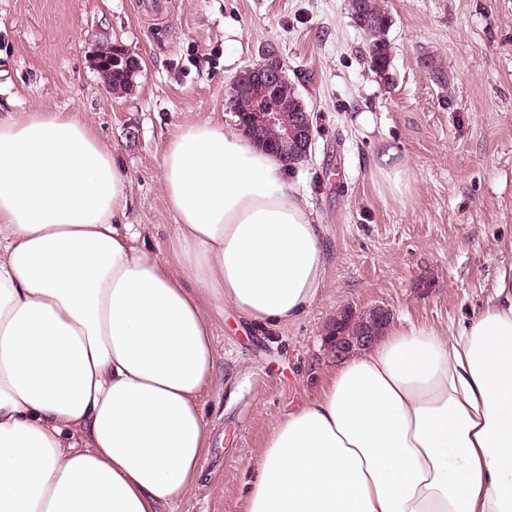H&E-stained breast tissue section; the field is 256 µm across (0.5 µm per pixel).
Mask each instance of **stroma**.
I'll list each match as a JSON object with an SVG mask.
<instances>
[{"mask_svg":"<svg viewBox=\"0 0 512 512\" xmlns=\"http://www.w3.org/2000/svg\"><path fill=\"white\" fill-rule=\"evenodd\" d=\"M391 81L364 61L346 0H0V114L55 112L89 125L129 178L124 223L165 252L175 233L161 159L183 123L228 108L235 76L276 51L313 119L314 144L292 172L322 226L327 273L288 326L213 310L218 370L204 393L209 452L166 512H243L274 421L310 398L335 360L323 338L337 312L381 305L393 319L458 324L512 268V0H388ZM117 44L142 70L106 91L98 47ZM434 57L447 75L430 78ZM406 155L407 205L382 200L381 142Z\"/></svg>","mask_w":512,"mask_h":512,"instance_id":"obj_1","label":"stroma"}]
</instances>
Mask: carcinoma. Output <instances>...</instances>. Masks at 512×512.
Returning <instances> with one entry per match:
<instances>
[{"label": "carcinoma", "mask_w": 512, "mask_h": 512, "mask_svg": "<svg viewBox=\"0 0 512 512\" xmlns=\"http://www.w3.org/2000/svg\"><path fill=\"white\" fill-rule=\"evenodd\" d=\"M348 14L362 30L365 40V57L371 71L375 74L392 69V47L388 33L392 26V18L386 0H347ZM127 60L117 57L100 75L103 84L112 85L115 94L121 93L126 78ZM272 103L285 113V120L292 122L301 101L296 89L289 81H282L273 97ZM257 98L247 87L242 88L230 102V109L236 117L248 115L256 110ZM376 327V321L363 312L348 314L338 312L334 323L337 333L346 337L360 336Z\"/></svg>", "instance_id": "cac0c4a2"}]
</instances>
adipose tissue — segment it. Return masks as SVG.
<instances>
[{
  "mask_svg": "<svg viewBox=\"0 0 512 512\" xmlns=\"http://www.w3.org/2000/svg\"><path fill=\"white\" fill-rule=\"evenodd\" d=\"M289 166L209 118L161 163L170 256L117 223L85 123L0 116V512H159L200 476L218 364L205 303L285 326L326 275ZM380 197L412 193L383 145ZM245 512H512V272L464 327L388 325L270 428Z\"/></svg>",
  "mask_w": 512,
  "mask_h": 512,
  "instance_id": "obj_1",
  "label": "adipose tissue"
}]
</instances>
